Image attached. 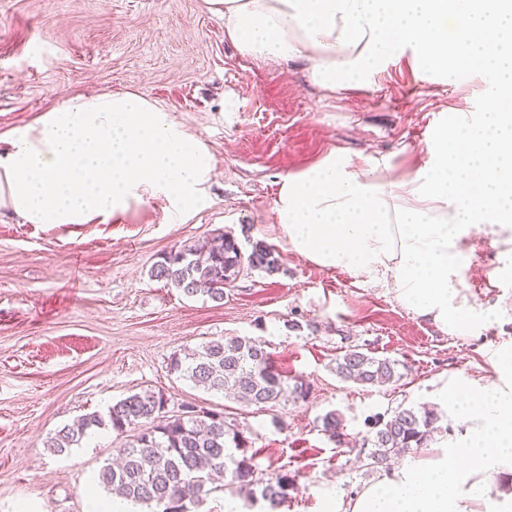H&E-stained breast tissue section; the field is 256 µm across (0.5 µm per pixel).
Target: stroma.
Returning <instances> with one entry per match:
<instances>
[{"label": "stroma", "mask_w": 512, "mask_h": 512, "mask_svg": "<svg viewBox=\"0 0 512 512\" xmlns=\"http://www.w3.org/2000/svg\"><path fill=\"white\" fill-rule=\"evenodd\" d=\"M128 89L213 149L211 204L181 223L154 201L106 224H20L0 213V512H95L106 492L94 477L121 436L101 429L61 454L43 442L144 390L165 394L169 410L193 403L245 428L258 479L295 477L280 512H327L379 475L357 461L371 416L432 404L450 377L493 380L489 357L512 342V275L499 273L512 231L495 243L473 234L468 283L485 318L457 335L384 283L291 252L274 200L285 175L334 150L418 168L434 126L480 112L486 84L453 68L428 82L392 61L335 94L313 82L307 61L242 54L202 0H0V135L78 93ZM225 231L274 245L280 271H243L220 303L152 277L164 253ZM225 336L266 341L278 369L308 385L307 399L263 411L171 370L173 357ZM350 346L399 360L404 377L342 382L333 367ZM331 410L350 445L324 434Z\"/></svg>", "instance_id": "stroma-1"}]
</instances>
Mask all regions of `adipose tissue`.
<instances>
[{
    "label": "adipose tissue",
    "instance_id": "obj_1",
    "mask_svg": "<svg viewBox=\"0 0 512 512\" xmlns=\"http://www.w3.org/2000/svg\"><path fill=\"white\" fill-rule=\"evenodd\" d=\"M242 53L306 59L329 89L360 86L405 56L423 73L491 77L488 107L444 121L428 159L400 175L370 154H328L283 177L274 211L289 249L366 276L438 328L474 315L465 261L473 231L512 230V0H205ZM216 156L157 102L82 92L0 136V209L22 224H105L155 200L176 218L205 209ZM494 382L445 380L434 391L456 423L328 512H512V343Z\"/></svg>",
    "mask_w": 512,
    "mask_h": 512
}]
</instances>
